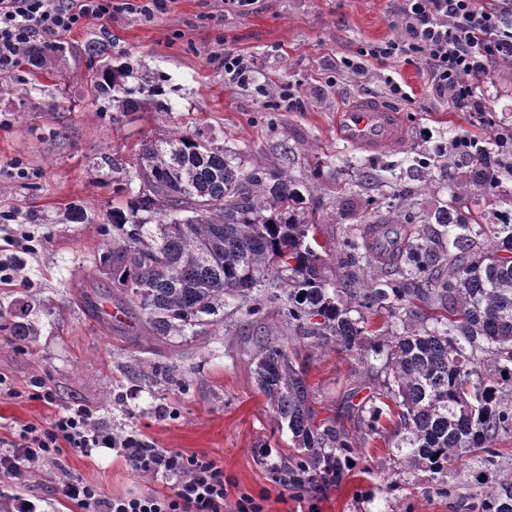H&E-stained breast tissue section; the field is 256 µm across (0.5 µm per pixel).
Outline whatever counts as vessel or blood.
Listing matches in <instances>:
<instances>
[{
    "label": "vessel or blood",
    "instance_id": "vessel-or-blood-1",
    "mask_svg": "<svg viewBox=\"0 0 512 512\" xmlns=\"http://www.w3.org/2000/svg\"><path fill=\"white\" fill-rule=\"evenodd\" d=\"M338 126L346 141L373 154L399 142L403 134L398 113L370 100L341 111Z\"/></svg>",
    "mask_w": 512,
    "mask_h": 512
}]
</instances>
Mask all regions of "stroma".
Returning <instances> with one entry per match:
<instances>
[{
  "label": "stroma",
  "mask_w": 512,
  "mask_h": 512,
  "mask_svg": "<svg viewBox=\"0 0 512 512\" xmlns=\"http://www.w3.org/2000/svg\"><path fill=\"white\" fill-rule=\"evenodd\" d=\"M112 3L111 20L91 19L61 34L73 48L66 60L36 71L13 66L20 91L0 96V212L34 210L41 217L15 227L40 242L21 258L24 282L0 284L2 314L35 298L31 318L40 334L24 343L0 330V374L19 386L47 374L56 394L52 407L0 397V437L10 424L40 423L79 402L109 419L115 434L138 430L158 447L207 454L239 489L265 492L268 512H307L312 502L319 512H467L482 490L478 463L449 465L455 494L447 496L397 450L388 430L365 440L338 485L295 499L271 480L272 468L287 463L290 440L274 431L252 365L263 341L286 336L282 318L270 309L245 327L241 313L228 307L223 323L202 335L146 336L137 312L110 314L104 298L111 283L96 259L112 242L111 225L67 224L63 214L73 203L106 208L112 172L97 167L96 158L128 150L161 125L155 114L140 112L116 128L92 102L81 76L89 64L84 46L96 34L111 41L114 62L141 64L163 76L165 90H178L175 122L207 124L246 166L287 167L305 185L306 199L318 202L316 237L334 252L352 228L373 219L366 201L387 191L356 189L352 210H337L331 191L354 180L355 164L380 170L410 151L435 153L448 136H494L492 116L512 115V65L493 64L484 91L488 111L457 112L435 92L420 58L372 60L363 75L339 68L366 45L401 36L395 0H254L233 11L222 0H174L153 20L120 10L121 0ZM228 48L254 62L246 82L225 79ZM391 78L405 96L390 94ZM290 86L299 92L294 104L279 98ZM361 98L399 113L404 138L397 146L372 155L339 137L337 112ZM301 357L317 423L338 417L346 429L359 430L357 418L342 417L341 408L346 397L367 406L381 393L383 360L374 346L366 345L359 360L318 349L302 350ZM150 363L173 366V378L139 377ZM66 464L111 497L167 490L106 449L90 458L68 453ZM20 493L41 512H81L58 490L49 466Z\"/></svg>",
  "instance_id": "stroma-1"
}]
</instances>
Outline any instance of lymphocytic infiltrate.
<instances>
[{"instance_id":"f902f5d3","label":"lymphocytic infiltrate","mask_w":512,"mask_h":512,"mask_svg":"<svg viewBox=\"0 0 512 512\" xmlns=\"http://www.w3.org/2000/svg\"><path fill=\"white\" fill-rule=\"evenodd\" d=\"M494 2L489 8L478 0H399L405 37L368 45L360 58L343 59L340 66L362 73L370 59L420 56L433 89L453 108L482 111L477 91L487 83L491 63H512V0ZM111 14L112 0H0V73L12 68L19 46L52 43L60 33ZM103 448L115 451L138 475L164 482L168 493L109 497L72 477L63 461L66 451L90 457ZM47 464L57 469L61 493L83 512H265L264 496L231 492L223 466L207 455L157 447L135 430L116 435L78 403L0 438V477L11 486L4 497L16 512H38L18 487Z\"/></svg>"}]
</instances>
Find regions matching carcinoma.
<instances>
[{"label": "carcinoma", "instance_id": "cac0c4a2", "mask_svg": "<svg viewBox=\"0 0 512 512\" xmlns=\"http://www.w3.org/2000/svg\"><path fill=\"white\" fill-rule=\"evenodd\" d=\"M69 52L63 42L30 44L17 62L39 68ZM86 54L88 94L108 102L112 124L135 112L176 111L158 82L129 62L112 63L104 38L90 39ZM459 162L466 170L448 183L452 197L509 192L512 153L495 137L452 141L439 165L418 155L387 164L384 215L347 238L334 281L299 181L284 166L233 162L205 127H162L126 155L100 156L97 166L112 169V209L94 216L73 204L65 223L112 225L100 271L149 337L200 335L234 302L246 320L278 307L290 339L260 346L254 375L272 424L290 437L289 486L339 482L358 445L380 433L377 408L358 434L316 423L301 342L361 361L373 340L386 350L382 396L396 408L397 447L435 474L472 455L489 468L494 442L512 435V218L494 223L479 208L451 203L430 208L404 186L429 189L437 168ZM12 316L11 335H38L26 310ZM371 316L395 318L403 330L375 329ZM477 509L512 512V483L484 491Z\"/></svg>", "mask_w": 512, "mask_h": 512}]
</instances>
